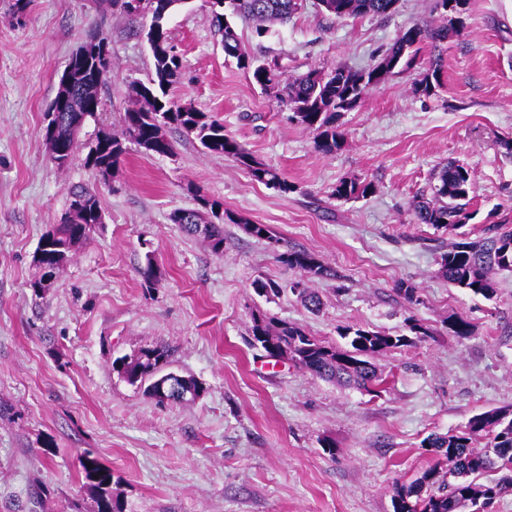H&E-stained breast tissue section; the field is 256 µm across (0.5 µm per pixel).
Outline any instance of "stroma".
Returning <instances> with one entry per match:
<instances>
[{
	"label": "stroma",
	"mask_w": 512,
	"mask_h": 512,
	"mask_svg": "<svg viewBox=\"0 0 512 512\" xmlns=\"http://www.w3.org/2000/svg\"><path fill=\"white\" fill-rule=\"evenodd\" d=\"M14 4L0 0V512H97L78 472L86 449L111 468L125 512H393L394 483L435 461L428 438L512 406V272L494 274L490 301L438 272L461 233L512 220V155L500 144L512 138V0H469L466 36L444 47L441 86L413 94L417 66L390 77L340 114L344 144L330 155L225 56L205 0L173 10L167 27L182 70L170 98L214 113L295 185L288 195L172 127L173 154L129 147L110 181L80 156L58 168L41 128L71 53L93 33L112 49L99 117L78 136L86 144L119 131L133 82L151 73V18L104 14L95 0H29L20 14ZM433 6L400 0L387 17L335 21L306 0L264 37L235 26L252 55L286 74L360 70L403 29L446 23ZM451 160L475 178L460 233L414 223L411 209ZM350 179L371 181L373 192L333 197ZM77 186L97 191L103 222L35 295L34 252ZM201 196L232 216L223 253L170 220ZM247 222L267 225L277 244L246 233ZM292 247L335 272L309 283L319 311L286 288L299 274L274 252ZM149 253L154 288L140 275ZM259 278L283 292L258 294ZM402 282L417 287V302L398 293ZM257 312L338 347L346 325L410 341L379 356L392 378L373 395L265 357L249 343ZM457 316L471 336L451 331ZM413 321L426 335H410ZM156 347L167 349L168 370L202 383L199 399L157 403L113 370L116 358Z\"/></svg>",
	"instance_id": "35a3bbf8"
}]
</instances>
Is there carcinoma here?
<instances>
[{
    "label": "carcinoma",
    "instance_id": "carcinoma-1",
    "mask_svg": "<svg viewBox=\"0 0 512 512\" xmlns=\"http://www.w3.org/2000/svg\"><path fill=\"white\" fill-rule=\"evenodd\" d=\"M109 6H119L126 16L151 15L146 32L153 60L154 74L148 82H137L132 87L133 106L122 117L118 134L99 133L88 145L84 164L97 174L110 173L132 144L143 152L166 156L173 151L171 141H158V131L171 125L195 138L210 155L231 159L248 171L253 180L276 189L282 195L297 191L274 168L257 161L234 138L224 133V123L214 115L196 107H186L167 98L168 88L181 74V61L173 51L170 32L165 20L174 6L185 0H138V5L128 7L129 0H105ZM399 0H328L332 8L323 10L334 20L387 16L397 9ZM302 7V0H210L212 26L224 47L225 55L236 59L237 64L252 75L262 87L283 85L280 102L292 112L289 119L315 133L314 146L332 154L340 149L344 134L336 126V115L346 112L359 102L358 95L386 80L390 69L384 65L388 59L398 60V68L414 66L424 47H429V57L420 78L413 86L416 94L430 95L422 85L430 81L440 84L443 69V46L450 40L465 35V27L453 24L409 27L402 31L377 63L353 70L338 66L333 73L317 69L297 77L283 79L278 63H259L242 47L228 16H240L255 25V33L262 37L267 25L285 23ZM87 46H97L99 53L90 56L81 66L82 74L70 90L58 88L57 95L65 94L66 112L58 124L55 143L49 151L61 150L66 167L76 158L80 146L76 140L77 126L93 118V111L100 110L101 92L112 74V52L108 39L94 35L85 41ZM373 191L367 181L341 180L336 183L333 196L348 201L366 197ZM474 192L471 170L456 162L445 164L437 175V184L431 197L422 196L413 203L412 213L417 224H431L437 228L462 226L470 219L468 207ZM81 202L82 209L72 215L68 224H55L41 239L51 245L34 259L41 270V278L31 284L35 293L44 288L43 277L57 276L70 262L72 250L89 235L98 223L102 208L99 195L88 188L70 192L68 207ZM198 208L173 213L171 220L192 237H201L214 253L224 250V215L215 211L216 204L198 196ZM276 261L302 276L325 278L333 271L322 264L314 254L304 250L288 249L275 255ZM512 271V225L506 222L490 224L474 239L452 244L440 255L439 273L450 285L474 297L491 300L496 295L494 281L489 272ZM251 336L271 358L284 355L313 374L347 385L368 388L384 382L382 372L372 358L397 347L405 341L403 336H389L362 327L347 325L339 335L347 340V347L326 345L309 336L296 323L277 320L265 313L252 314ZM165 352L146 349L134 357H119L113 369L131 385L145 386L154 395V381L164 364ZM489 439L490 448L478 451L473 441L479 437ZM433 448L435 463L408 484L393 486L394 512H466L470 505L492 501L512 492V408L499 407L473 415L465 430L459 434L435 436L428 439ZM509 475L496 482L481 484L476 478L492 468L496 461ZM80 473L85 484L98 496V512H124V505L112 497V471L104 466L93 452L86 450L78 455ZM455 478L445 481V476Z\"/></svg>",
    "mask_w": 512,
    "mask_h": 512
}]
</instances>
